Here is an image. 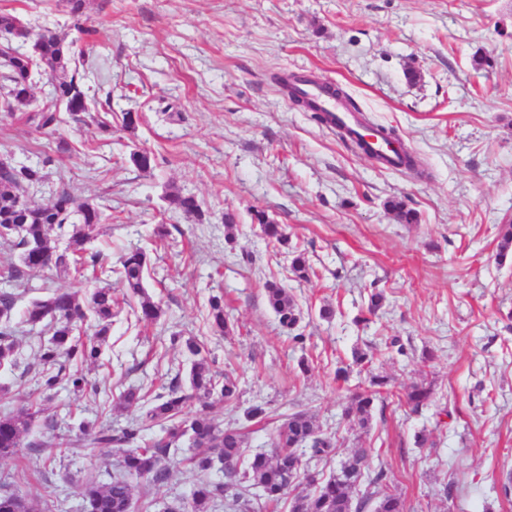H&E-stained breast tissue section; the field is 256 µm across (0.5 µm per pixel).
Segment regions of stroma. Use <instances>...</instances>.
<instances>
[{"instance_id": "obj_1", "label": "stroma", "mask_w": 512, "mask_h": 512, "mask_svg": "<svg viewBox=\"0 0 512 512\" xmlns=\"http://www.w3.org/2000/svg\"><path fill=\"white\" fill-rule=\"evenodd\" d=\"M0 10L78 38L86 86L112 101L111 112L93 106L62 125L70 149L32 201L47 203L63 181L103 205L108 263L150 247L148 292L163 309L154 323L127 307L113 318L101 359L84 368L102 395L61 385L45 401L33 368L48 333L13 319L28 371L5 378L0 413L35 399L42 410L29 433L36 448L19 461L0 458V479L41 512L45 461L72 419L119 427L145 414L149 397L190 365L170 341L176 335L198 339L218 373L237 377L238 401L214 404L212 414L243 427L250 450L269 448L288 414L303 411L336 443L316 471H335L360 444L409 512H512L503 490L512 472V255L496 259L500 227L512 222V0H85L80 34L63 0H0ZM480 55L490 66L474 68ZM297 72L341 87L366 120L395 129L422 174L383 167L295 109L276 79ZM127 112L133 125L123 123ZM47 144L27 113L0 109V156L23 161ZM136 147L154 154L151 169L130 162ZM172 191L194 196L204 222L167 213ZM392 197L417 223L385 209ZM228 211L237 217L231 230ZM259 211L285 227L288 246L262 235ZM162 223L169 236L159 244ZM294 248L313 268L309 279L291 271ZM269 281L294 297L295 330L269 307ZM374 291L384 301L371 316ZM215 295L230 318L226 334L208 318ZM325 306L331 318L320 316ZM394 337L404 354L389 349ZM356 348L392 390L364 430L342 417L349 389L365 379ZM340 366L347 381L335 376ZM422 378L434 400L413 413L400 397ZM130 387L147 401L113 408L112 395ZM254 405L265 416L245 421ZM421 432L429 446L416 445ZM117 455L88 448L62 457L57 468L72 479L56 480L51 512H79V479ZM167 469L151 490L134 486L149 493L153 512H181L197 479L186 456Z\"/></svg>"}]
</instances>
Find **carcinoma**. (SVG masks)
<instances>
[{"label":"carcinoma","instance_id":"carcinoma-1","mask_svg":"<svg viewBox=\"0 0 512 512\" xmlns=\"http://www.w3.org/2000/svg\"><path fill=\"white\" fill-rule=\"evenodd\" d=\"M0 33L7 44L0 47V81L4 82L5 97L0 106L13 112L33 102V78L42 72L51 77L53 91L48 101L37 107L29 120L37 130L54 133L66 122L63 113L73 121L89 110V98L79 73L78 40L66 41L49 30L32 33L10 12L0 11ZM74 65L73 73L68 66ZM67 151L60 141L37 156L35 161L20 162L0 169V239L10 241L19 251V263L9 275L11 281H21L28 272L63 267L79 277L91 271L93 278H118L130 298L137 300L134 312L140 321L156 322L163 314L160 304L147 293L146 275L149 256L145 249L132 247L120 258L114 270L103 263V253L92 248L100 235L104 220L103 207L88 200L80 201L63 187L49 203L31 201L27 189H40L49 180L53 154ZM168 210L186 219L202 221L204 211L191 195L170 192L165 195ZM387 209L402 224L417 222L415 211L398 199L386 202ZM255 219L264 233L279 245H288V235L282 225L263 213ZM56 231V237L50 231ZM68 247L59 249L61 239ZM291 269L299 279L307 280L312 267L304 253L293 250ZM268 301L280 322L293 328L300 313L288 289L276 283L266 286ZM17 296L0 292V370L11 373L19 367L18 345L11 325ZM118 302L112 287L95 288L85 296L72 290L56 289L32 298L21 312L23 322L43 325L51 331L37 351L38 375L42 392L56 388L63 380L72 391H91L97 396L100 387L91 383L80 367L98 361L101 346L117 315ZM209 319L220 332L230 330L224 313V299L214 296L209 302ZM184 350L193 357L185 381L172 379L165 393L155 397L146 416L125 427L112 429L81 421L72 440L58 444L60 448H119L122 459L119 472L90 471L81 478L85 512H148V490L167 478L165 461L184 451L181 443L188 439L199 449L192 457L200 477L190 495L187 512H210L217 502H231L234 512H254L250 488H260L259 498L273 504L288 500L289 512H405L401 494L388 481L385 469L370 467L372 449L359 444L351 449L340 470L327 478L308 469L309 461L330 458L336 443L327 436L316 418L305 412H295L278 428L270 451L246 454V436L239 429H222L211 416L215 402L230 403L238 399L235 379H219L212 361L202 354L201 344L194 339L184 342ZM389 381L371 375L357 388L343 409V417L352 426L368 427L376 402ZM433 395L432 383L425 379L412 383L405 393L406 404L417 410ZM144 399L139 388L121 392L115 406L129 409ZM34 413L21 407L0 415V457L19 458L22 449L34 444L26 441ZM162 426L164 435L149 437L151 424ZM303 479L310 491L291 494L298 479ZM143 484L140 502L134 501L132 481ZM0 512H33L28 502L0 488Z\"/></svg>","mask_w":512,"mask_h":512}]
</instances>
